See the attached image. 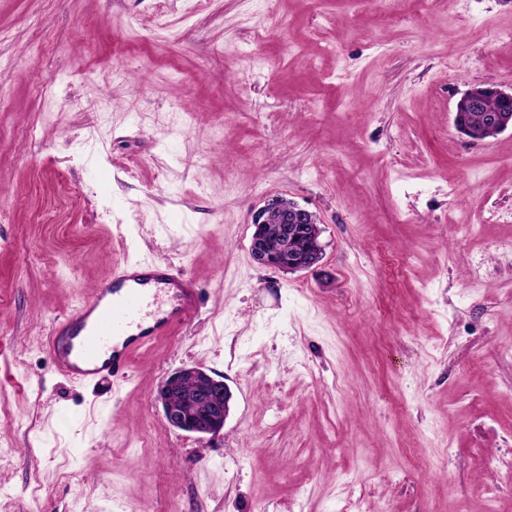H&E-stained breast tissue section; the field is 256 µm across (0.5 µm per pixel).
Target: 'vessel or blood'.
<instances>
[{
    "instance_id": "vessel-or-blood-1",
    "label": "vessel or blood",
    "mask_w": 512,
    "mask_h": 512,
    "mask_svg": "<svg viewBox=\"0 0 512 512\" xmlns=\"http://www.w3.org/2000/svg\"><path fill=\"white\" fill-rule=\"evenodd\" d=\"M197 310L192 281L172 277L156 260L126 262L114 267L111 278L63 321L47 345L60 372L104 385L126 375L135 351L191 320Z\"/></svg>"
}]
</instances>
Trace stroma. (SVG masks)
Segmentation results:
<instances>
[{"label": "stroma", "mask_w": 512, "mask_h": 512, "mask_svg": "<svg viewBox=\"0 0 512 512\" xmlns=\"http://www.w3.org/2000/svg\"><path fill=\"white\" fill-rule=\"evenodd\" d=\"M0 512L512 507V0H0ZM317 213L309 270L252 217ZM193 281L197 315L100 388L46 338L116 263ZM183 366L224 428L166 425ZM485 103L487 112H495L486 117L485 131L489 135L488 138L495 137L508 129L512 130V114L508 109V106L512 105V89L507 91L495 86L472 85L456 101L454 112H458L460 108L468 110V121L472 125H479L484 112L476 111L481 110ZM497 103L500 109L495 111L498 107ZM314 212L292 202L284 204L280 197H272L265 201L254 214L252 224L254 232L251 238V253L255 260L267 267L283 271L306 270L315 266L320 258V228ZM267 224V225H265ZM277 241L269 237L277 234ZM265 225V232H264ZM305 240L302 251L293 254L292 259L284 256L286 250H296L299 243L289 241ZM232 392L220 377L197 366L182 367L161 383L157 401L169 427L204 437L224 428L231 408ZM202 404L199 412L188 405Z\"/></svg>", "instance_id": "35a3bbf8"}]
</instances>
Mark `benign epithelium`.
Instances as JSON below:
<instances>
[{"label":"benign epithelium","instance_id":"obj_1","mask_svg":"<svg viewBox=\"0 0 512 512\" xmlns=\"http://www.w3.org/2000/svg\"><path fill=\"white\" fill-rule=\"evenodd\" d=\"M490 99L500 105V109L488 115L485 121V131L492 138L512 130V112L508 109L512 105V90L475 84L456 101L455 109L476 112ZM252 224L251 253L258 263L278 270L297 271L310 269L319 262L322 250L320 228L316 214L309 209L294 202L284 204L281 198L272 197L255 212ZM266 224L278 225L277 240L266 236ZM299 239L305 240L303 250L290 259L285 257L288 242ZM157 401L168 426L204 437L224 428L232 392L220 377L197 366H186L162 381Z\"/></svg>","mask_w":512,"mask_h":512}]
</instances>
